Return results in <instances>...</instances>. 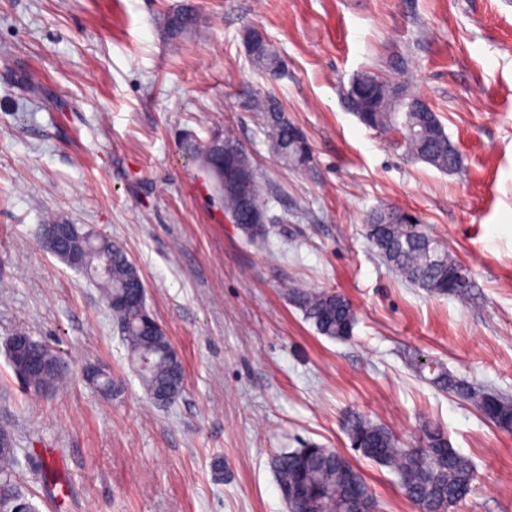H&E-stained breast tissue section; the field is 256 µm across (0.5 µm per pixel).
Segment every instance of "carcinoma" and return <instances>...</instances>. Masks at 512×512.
I'll list each match as a JSON object with an SVG mask.
<instances>
[{
	"mask_svg": "<svg viewBox=\"0 0 512 512\" xmlns=\"http://www.w3.org/2000/svg\"><path fill=\"white\" fill-rule=\"evenodd\" d=\"M243 41L256 71L277 76L282 60L271 47L262 30L250 26ZM351 99L362 112L359 120L366 127L402 136L408 156L443 171L452 172L460 165V156L448 139L436 112L406 85L378 72L365 71L361 79L349 84ZM246 108L260 116L267 145L286 167H301L311 159L305 134L293 125L278 103L268 94L256 93L246 101ZM236 156V172H224V153ZM201 167L219 195L224 211L229 213L245 240L265 237L267 207L250 153L230 133L210 143L199 153ZM366 235L380 257L400 277L431 294H448V273L460 262L419 225L393 210L378 211L366 225ZM64 249L84 258L87 263L112 266V274L98 281L109 300L124 292L139 277L125 251L112 239L92 233L91 240L73 237ZM288 299L322 336L349 338L357 323L353 305L343 294L332 290H314L293 286L286 289ZM127 350V360L150 400L171 403L183 389L184 369L162 326L145 311L134 314L119 305H108ZM47 369L29 373L23 384L27 392L39 396L57 387L67 367L57 353L39 340H32ZM429 369V381L439 390L474 405L499 430L512 432V401L500 394L475 387L455 376L440 363L419 367ZM86 380L99 393L112 394V378L91 370ZM352 443L361 455L389 467L400 479L404 495L418 512H451L467 495L474 474L472 459L451 447L444 430L431 420L419 426L411 443L403 442L387 428L360 414L345 421ZM0 436L9 447H0V512H9L22 496L17 487L16 471L20 461L17 437L12 428L0 424ZM274 470L280 490L298 486L291 508L296 512H360L361 504L372 501V493L363 473L349 458L333 448L313 445L296 448L276 457Z\"/></svg>",
	"mask_w": 512,
	"mask_h": 512,
	"instance_id": "1",
	"label": "carcinoma"
}]
</instances>
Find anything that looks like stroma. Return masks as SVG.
Here are the masks:
<instances>
[{"instance_id":"obj_1","label":"stroma","mask_w":512,"mask_h":512,"mask_svg":"<svg viewBox=\"0 0 512 512\" xmlns=\"http://www.w3.org/2000/svg\"><path fill=\"white\" fill-rule=\"evenodd\" d=\"M192 16L171 35L168 19ZM286 63L252 67L246 27ZM375 71L437 113L462 163L442 172L365 127L344 91ZM275 97L311 148L269 152L245 102ZM233 131L252 155L267 235L247 243L197 154ZM407 215L466 265L467 300L399 277L365 235ZM91 226L136 263L182 359L184 389L155 405L98 286L40 244L49 217ZM331 289L351 338L318 334L286 288ZM25 332L68 365L30 399L7 359ZM512 398V0H0V423L39 512H287L272 461L313 444L348 456L377 512H417L397 476L351 446L360 413L403 441L420 418L472 458L458 512H512V433L419 374L424 359ZM109 372L111 396L84 380ZM46 478H34L44 449Z\"/></svg>"}]
</instances>
